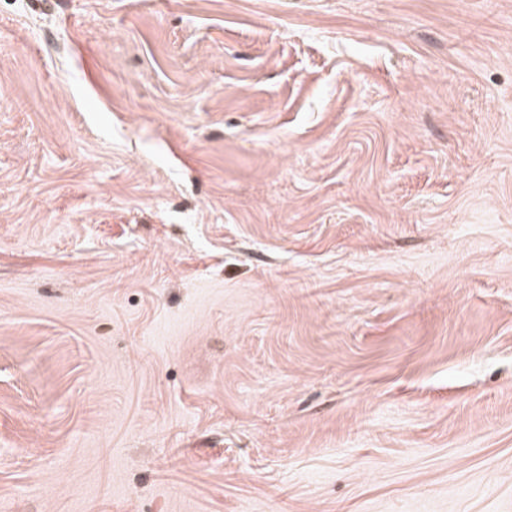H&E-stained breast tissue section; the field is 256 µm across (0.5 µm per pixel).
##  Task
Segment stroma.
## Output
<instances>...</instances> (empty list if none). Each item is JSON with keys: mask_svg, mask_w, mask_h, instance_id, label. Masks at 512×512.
<instances>
[{"mask_svg": "<svg viewBox=\"0 0 512 512\" xmlns=\"http://www.w3.org/2000/svg\"><path fill=\"white\" fill-rule=\"evenodd\" d=\"M0 512H512V0H0Z\"/></svg>", "mask_w": 512, "mask_h": 512, "instance_id": "1", "label": "stroma"}]
</instances>
